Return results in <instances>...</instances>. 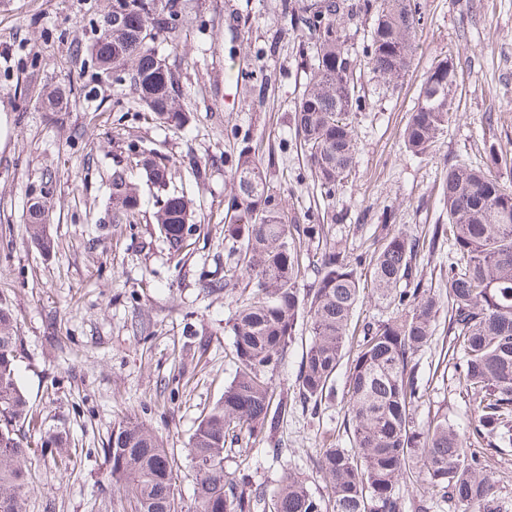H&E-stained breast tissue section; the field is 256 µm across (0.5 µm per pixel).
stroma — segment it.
Wrapping results in <instances>:
<instances>
[{
    "label": "stroma",
    "mask_w": 512,
    "mask_h": 512,
    "mask_svg": "<svg viewBox=\"0 0 512 512\" xmlns=\"http://www.w3.org/2000/svg\"><path fill=\"white\" fill-rule=\"evenodd\" d=\"M303 0H187L181 35H157L154 51L190 89L182 129L161 125L141 107L127 73L101 71L91 56L112 0H0V304L18 321L17 364L29 402L23 431L63 437L54 458L34 453L35 483L26 512H119L120 493L105 478L112 425L148 421L179 456L178 496L191 506L187 443L204 408L234 376L232 338L224 326L244 280L218 292L204 283L231 270L224 239L228 160L250 130L271 185L297 223L326 225L337 250L371 253L401 230L431 237L448 221L441 188L449 165L491 169L512 183V160L492 165L490 147L512 151V0H419L423 20L411 63L397 84L371 70L366 47L373 14L358 10L345 33L355 59L358 106L350 119L358 154L347 183L324 194L314 183L293 115L309 81L312 44L297 24ZM452 58L459 73L448 127L430 153L408 151L402 131L432 66ZM246 81L228 77L230 66ZM64 90L63 109L36 105L39 88ZM157 150L173 185L194 203L200 231L184 257L169 250L154 222L155 194L140 184L144 214L113 224L112 175L130 170L141 151ZM206 166L195 180L191 162ZM49 206L52 252L31 244L25 228L33 199ZM448 240L414 260L424 285L448 293ZM448 323L419 353L425 397L419 422L447 415L472 431L473 409L457 391L459 357L449 356ZM317 416L293 407L273 459L264 442L227 445L224 467L248 468L273 494L286 463L311 474L316 449L346 445L344 377ZM499 481L501 512H512V445L474 443Z\"/></svg>",
    "instance_id": "35a3bbf8"
}]
</instances>
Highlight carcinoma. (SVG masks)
I'll return each mask as SVG.
<instances>
[{"label":"carcinoma","instance_id":"obj_1","mask_svg":"<svg viewBox=\"0 0 512 512\" xmlns=\"http://www.w3.org/2000/svg\"><path fill=\"white\" fill-rule=\"evenodd\" d=\"M183 9L180 0H112L93 49L104 70L132 66L139 103L174 127L187 120L179 100L190 92L180 88L150 44L160 33L178 38ZM375 9L369 64L396 83L411 62L421 14L415 0H377ZM117 14L123 18L119 25L113 21ZM352 14L336 0H307L299 18L316 53L294 124L314 181L328 193L347 181L357 151L349 119L354 59L345 38L331 34L344 29ZM446 63L451 70L441 75L438 67L430 69L421 88L423 106L403 130L405 147L416 155L427 154L448 127L449 112L435 95L440 82L449 89L457 83V67ZM137 166L151 185L167 187L168 169L154 155L141 153ZM231 167L224 239L237 244L235 270L255 279L256 289L224 327L233 336L236 373L189 438L195 477L189 512H256L260 506L263 512H404L406 481L422 490L414 512L448 503L455 512H500L499 481L471 451L470 437L446 416L426 424L417 420L423 393L416 356L430 348L440 315L448 313V348L462 353L457 383L472 402L473 432L495 448L512 441V189L484 170L448 166L442 185L448 223L434 225L429 241L446 236L452 242L448 301L421 287L413 266L420 240L402 231L386 235L374 249L370 285L350 259L326 246L313 266V288L303 294L304 241L326 238L324 225L290 223L247 132ZM33 207L31 242L49 252L54 239L48 209L38 202ZM139 215L137 184L120 171L112 178V223L135 224ZM193 218L192 200L175 192L154 212L177 254ZM368 287L400 313L367 325L348 356L351 320ZM302 318L309 322L311 341L296 379L299 403L319 415L346 366L349 447L316 449L313 469L325 493L313 492L302 473L288 470L268 499L249 488L247 474L224 470V447L230 438L270 437L288 416V397L278 391L275 376ZM17 332V321L0 306V512H25L32 484L31 448L18 428L27 418L28 399L16 368ZM103 454L107 480L122 491L123 512H183L175 493L177 460L152 425L132 415L122 418Z\"/></svg>","mask_w":512,"mask_h":512}]
</instances>
